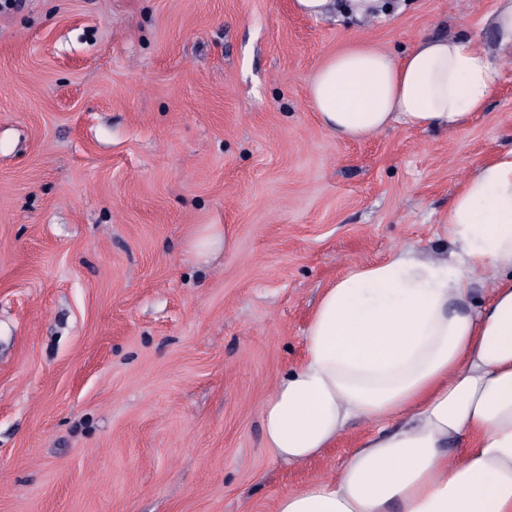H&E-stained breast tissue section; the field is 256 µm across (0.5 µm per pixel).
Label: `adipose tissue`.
I'll return each instance as SVG.
<instances>
[{"label":"adipose tissue","instance_id":"ef3b65f1","mask_svg":"<svg viewBox=\"0 0 512 512\" xmlns=\"http://www.w3.org/2000/svg\"><path fill=\"white\" fill-rule=\"evenodd\" d=\"M489 21L492 46L455 34L399 60L359 43L329 56L308 84L321 126L343 140L455 129L512 57V0ZM447 224L449 257L399 249L324 288L303 359L262 405L265 445L301 466L369 429L275 512H512V152L469 174Z\"/></svg>","mask_w":512,"mask_h":512}]
</instances>
